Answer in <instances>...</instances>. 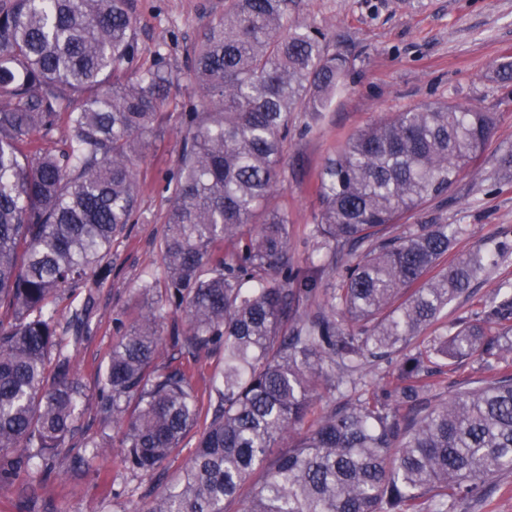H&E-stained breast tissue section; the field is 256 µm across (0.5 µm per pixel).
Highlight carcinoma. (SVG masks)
<instances>
[{"label":"carcinoma","instance_id":"carcinoma-1","mask_svg":"<svg viewBox=\"0 0 512 512\" xmlns=\"http://www.w3.org/2000/svg\"><path fill=\"white\" fill-rule=\"evenodd\" d=\"M293 0H233L207 23L181 75L202 94L184 128L161 243L167 288L136 291L139 312L99 372L100 412L123 428L119 465L154 474L205 417L182 473L147 512H457L512 473V370L445 397L429 364L512 358V290L422 336L508 255L448 258L457 224L382 231L446 192L486 150L493 112L458 103L409 108L347 138L318 175L304 269L288 248L282 187L293 113L320 114L350 62ZM135 24L126 0H0V483L30 498L80 438L85 385L69 343L92 331V293L59 306L111 258L140 204L135 159L179 80L163 62L126 80ZM79 106L71 107L73 101ZM65 122V148L45 147ZM341 288L320 274L339 263ZM186 322L164 327L165 308ZM392 380L319 415L320 391H357L369 364L417 340ZM163 350L171 362L156 364ZM220 354L207 407L184 363ZM288 450L269 461L270 449ZM85 443L74 465L104 453Z\"/></svg>","mask_w":512,"mask_h":512}]
</instances>
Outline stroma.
Returning a JSON list of instances; mask_svg holds the SVG:
<instances>
[{"label": "stroma", "instance_id": "35a3bbf8", "mask_svg": "<svg viewBox=\"0 0 512 512\" xmlns=\"http://www.w3.org/2000/svg\"><path fill=\"white\" fill-rule=\"evenodd\" d=\"M231 0H129L138 53L134 65L145 70L158 58L182 68L205 22L223 16ZM290 20L321 28L331 51L349 58L350 68L322 118L295 115L296 132L285 148V180L271 199L286 211L290 247L303 262L318 202L317 174L324 159L367 124L404 109L455 102L497 115V126L480 160L464 171L444 195L399 223L391 237L420 224H457L463 234L455 253L479 246L495 250L512 242V172L498 159L512 151V82L496 76L512 62V0H295ZM187 99L173 87L171 102L159 116L158 132L136 160L145 188L133 224L112 244V272L106 281L90 277L62 310L80 305L86 292L96 298L93 331L72 349L86 386H94L117 339L116 321L137 316L133 295L142 282L165 291L160 243L170 206L165 176L178 164L183 131L178 114ZM512 279V255L491 269L472 297L452 302L441 314L449 324L464 311H480L483 299L502 279ZM66 456L57 465L62 478L39 489V504L17 484L0 483V512H143L158 493L155 480L135 479L112 455L94 459L83 471L67 472Z\"/></svg>", "mask_w": 512, "mask_h": 512}]
</instances>
